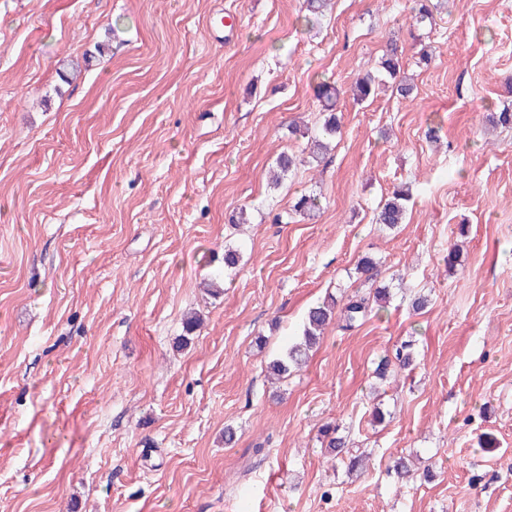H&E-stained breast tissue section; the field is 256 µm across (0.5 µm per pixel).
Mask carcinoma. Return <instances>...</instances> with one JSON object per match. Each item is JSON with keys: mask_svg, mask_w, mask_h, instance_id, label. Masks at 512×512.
Instances as JSON below:
<instances>
[{"mask_svg": "<svg viewBox=\"0 0 512 512\" xmlns=\"http://www.w3.org/2000/svg\"><path fill=\"white\" fill-rule=\"evenodd\" d=\"M380 70L387 76L398 80L396 90L402 97H410L414 86L400 78L401 57L398 56V47L390 48L379 62ZM375 91V77L367 75L357 80L352 88V95L358 101H365ZM339 90L323 76L317 78L315 83V97L319 102V112L322 121L314 129L301 132L307 139V159L317 160L327 153L331 143L336 139L341 128V117L337 115L335 102ZM297 158L287 153H281L275 160L273 181L280 183L288 173L297 167ZM410 201L409 191L398 186L380 203L376 212V221L392 229L406 220L407 204ZM321 209L319 197L310 194L299 196L292 205L291 213L302 217L309 216ZM356 270L366 282H373L378 275V262L371 257L361 258ZM390 292L386 288H375L372 294H363L358 291L343 295L340 299L318 303L307 311L302 334L299 340L287 347L284 353L273 359L269 364V372L275 376L286 378L298 368L307 358L309 351L317 344L320 334L330 325L334 324L342 330H352L360 326L373 312L374 307L382 308L389 302ZM413 362L411 345L404 344L395 349L394 358L384 357L376 367V374L381 379L393 372L392 364L401 368L408 367ZM323 436L327 438L326 450L334 458H341L347 454L346 439L338 434V427L327 424L322 429Z\"/></svg>", "mask_w": 512, "mask_h": 512, "instance_id": "1", "label": "carcinoma"}]
</instances>
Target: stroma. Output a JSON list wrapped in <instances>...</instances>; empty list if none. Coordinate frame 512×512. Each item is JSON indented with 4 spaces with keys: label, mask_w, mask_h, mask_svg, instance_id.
<instances>
[{
    "label": "stroma",
    "mask_w": 512,
    "mask_h": 512,
    "mask_svg": "<svg viewBox=\"0 0 512 512\" xmlns=\"http://www.w3.org/2000/svg\"><path fill=\"white\" fill-rule=\"evenodd\" d=\"M302 2L0 0V512H512V129L488 120L512 106V0H442L429 29L412 0L309 21ZM393 43L412 97L354 102ZM320 74L342 130L270 187ZM400 184L390 229L374 214ZM304 192L321 210L289 219ZM364 255L387 306L271 383ZM408 340L412 366L378 379ZM410 201L409 191L398 186L381 202L376 212V221L392 229L403 224L407 215V204Z\"/></svg>",
    "instance_id": "stroma-1"
}]
</instances>
